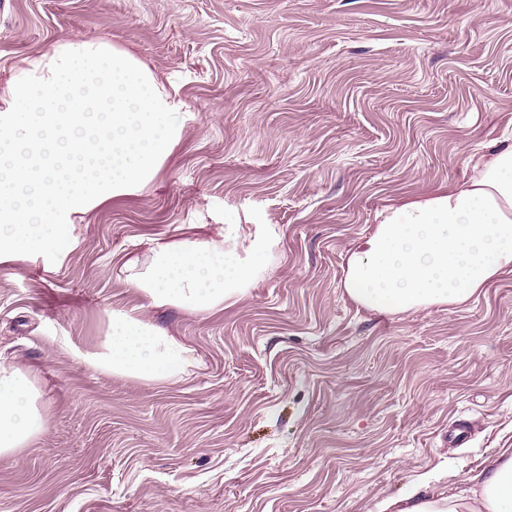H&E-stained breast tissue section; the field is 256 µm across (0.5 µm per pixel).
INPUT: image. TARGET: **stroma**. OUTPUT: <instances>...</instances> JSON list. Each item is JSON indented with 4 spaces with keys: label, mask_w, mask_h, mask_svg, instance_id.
Returning <instances> with one entry per match:
<instances>
[{
    "label": "stroma",
    "mask_w": 512,
    "mask_h": 512,
    "mask_svg": "<svg viewBox=\"0 0 512 512\" xmlns=\"http://www.w3.org/2000/svg\"><path fill=\"white\" fill-rule=\"evenodd\" d=\"M76 38L142 62L185 121L66 258L0 260V360L33 375L48 424L0 456V512H378L512 448V274L397 315L343 287L383 211L512 143V0H0V83ZM228 224L277 239L223 309L125 283L126 256ZM137 306L191 350L179 381L80 362L107 310Z\"/></svg>",
    "instance_id": "1"
}]
</instances>
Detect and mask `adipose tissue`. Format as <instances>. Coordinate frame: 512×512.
Wrapping results in <instances>:
<instances>
[{"label": "adipose tissue", "instance_id": "adipose-tissue-1", "mask_svg": "<svg viewBox=\"0 0 512 512\" xmlns=\"http://www.w3.org/2000/svg\"><path fill=\"white\" fill-rule=\"evenodd\" d=\"M183 103L128 52L70 40L28 59L0 85V257L62 260L77 245L74 224L109 199L143 190L182 133ZM472 174L447 191L394 207L347 257L344 288L386 315L460 306L496 276L512 273V144L469 159ZM239 227L216 237L159 244L122 264L126 284L156 307L193 313L223 308L264 269L272 235L235 257ZM88 367L146 382L174 381L191 351L139 308L110 309ZM30 374L0 362V456L44 437ZM386 512H512V453L488 459L478 489L449 497L409 495Z\"/></svg>", "mask_w": 512, "mask_h": 512}]
</instances>
